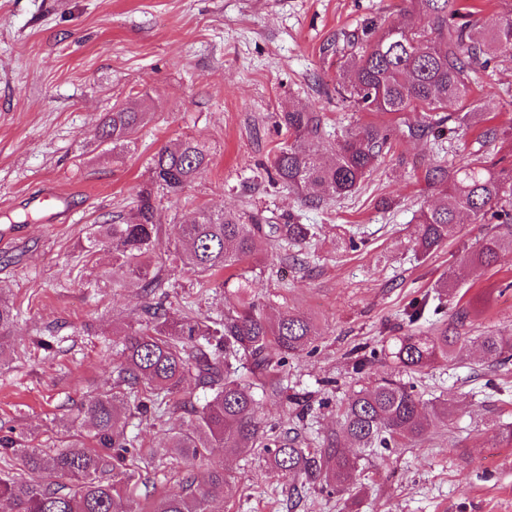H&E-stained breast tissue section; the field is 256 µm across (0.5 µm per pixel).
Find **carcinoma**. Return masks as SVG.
Wrapping results in <instances>:
<instances>
[{"instance_id": "obj_1", "label": "carcinoma", "mask_w": 512, "mask_h": 512, "mask_svg": "<svg viewBox=\"0 0 512 512\" xmlns=\"http://www.w3.org/2000/svg\"><path fill=\"white\" fill-rule=\"evenodd\" d=\"M408 20L384 27L373 21L359 32L344 35L339 76L341 93L365 112L395 116V123L368 124L338 141L329 138L318 113L295 107L278 116L288 139L274 155L271 179L295 193L303 204L317 205L357 190L397 140L431 144V137L452 124L451 132L466 131L483 121L469 101L478 70L495 61L500 49H512V8L492 18L481 16L462 0H406ZM146 113L121 105L104 114L97 131L100 143L112 148L132 139ZM209 163V150L196 138H185L158 151L151 159L149 180L128 216L95 224L88 233L87 252L107 247L112 252L111 276L136 279L152 291L163 287L153 259L158 248V193L173 196L190 186ZM427 186L440 188L442 200L423 207L417 216L415 252L427 257L459 232L461 218L492 228L466 251L460 264L492 266L504 250H512V171L497 163L474 159L459 166L429 163L422 170ZM316 235L313 224H263L254 213L201 210L189 224L175 227L183 250L177 258L200 274H215L259 260L275 238L286 247H300ZM239 306L213 320L170 315L161 303L144 308L140 328L122 332L117 365L120 382L135 390L136 412L146 415L162 405L159 397H176L185 378L195 375L214 393L202 409L183 400L180 409L194 416L186 428L168 432L165 453L186 460L221 448L224 456H240L258 448L274 469L305 484L325 483L349 490L358 457L346 453L341 441L360 449L400 448L422 437L432 426L448 421L453 408L446 400L425 402L410 383L383 378L362 389L336 410L340 431L317 450L299 448L288 437H272L257 417L253 387L235 378L241 360L264 387L283 392L279 372L288 358L313 343L310 319L288 311L265 316L251 295L249 278L233 281ZM7 289L0 288V335L15 321ZM476 345L489 359L512 352V336L490 334L475 338L459 329L434 336L409 334L370 357L358 358L355 370L370 360L390 358L397 368L418 371L438 359L452 363L459 352ZM122 398L98 394L80 407L89 448L74 444L53 455L33 451L19 456L24 472L45 475L34 483L20 474L0 476L3 512H217L212 504L223 497L230 475L224 465L209 470L205 483H187L180 490L154 499L149 509L139 506L130 492L133 474L99 478L111 462L123 463L134 440L122 422Z\"/></svg>"}]
</instances>
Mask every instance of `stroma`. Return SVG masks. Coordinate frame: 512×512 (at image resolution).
Masks as SVG:
<instances>
[{"label":"stroma","mask_w":512,"mask_h":512,"mask_svg":"<svg viewBox=\"0 0 512 512\" xmlns=\"http://www.w3.org/2000/svg\"><path fill=\"white\" fill-rule=\"evenodd\" d=\"M403 0H0V287L17 311L0 345V435L13 433L22 449L55 453L86 440L78 416L90 395L116 391L117 329L139 325L146 304L163 302L218 318L236 305L224 274L205 276L166 261L163 288L149 293L133 280L102 277L109 251L83 249L91 225L125 214L147 182L148 162L162 147L193 137L206 144L210 163L177 197L158 200L161 248L174 225L189 223L199 207L256 211L271 224L298 216L319 227L304 248L271 247L261 262L241 264L272 315L311 319L315 340L283 371L297 405L257 392L268 434L296 427L300 447L318 449L336 430V407L354 391L396 374L391 360L353 371L351 352L379 349L408 334L431 336L461 325L471 336H512V251L488 269L459 265L481 238L483 224L462 225L428 258L412 252L421 207L440 192L416 178L424 162L444 166L473 158L478 129L429 151L405 141L357 192L304 206L265 179L264 168L285 137L278 113L306 105L341 137L368 123L336 93L338 57L330 42L367 21L403 22ZM472 97L499 137L486 157L512 166V52H499L492 76ZM135 103L148 116L133 141L107 152L96 143L102 113ZM51 190L72 210L49 224L32 197ZM364 240L346 248L349 229ZM455 270L456 296L437 299L434 286ZM428 298L416 323L406 311ZM412 380L424 398L454 404L447 423L402 448L364 456L350 487L356 500L329 488L304 490L296 512H512V448L495 438L512 423V363L500 366L477 348L454 364L437 362ZM494 388H485V381ZM191 415L172 410L162 419L132 421L136 437L137 498L159 497L186 478L203 484L208 468L223 464L231 485L220 512H289L291 481L257 455L224 458L214 448L187 464L161 455L170 428Z\"/></svg>","instance_id":"1"}]
</instances>
